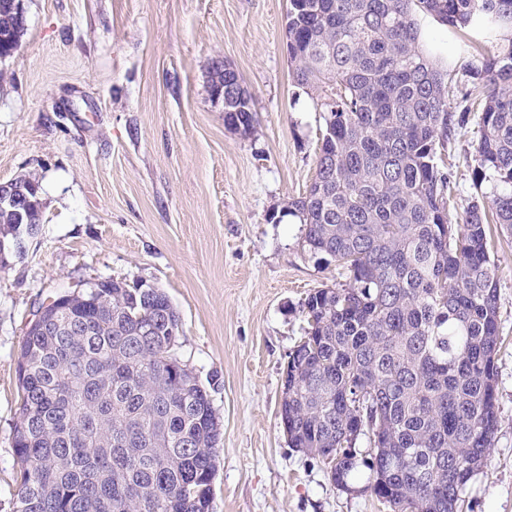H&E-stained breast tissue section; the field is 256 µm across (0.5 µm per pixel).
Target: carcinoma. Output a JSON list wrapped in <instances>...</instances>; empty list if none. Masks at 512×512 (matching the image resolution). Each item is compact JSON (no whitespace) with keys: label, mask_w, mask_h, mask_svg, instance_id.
<instances>
[{"label":"carcinoma","mask_w":512,"mask_h":512,"mask_svg":"<svg viewBox=\"0 0 512 512\" xmlns=\"http://www.w3.org/2000/svg\"><path fill=\"white\" fill-rule=\"evenodd\" d=\"M421 16L486 46L464 93L478 92L480 138L461 224L448 221L442 151L471 108L450 107L454 75L423 46ZM23 27L0 0V57ZM286 32L295 84L330 94L315 175L282 214L304 224L305 253L345 276L300 305L288 446L342 491L366 477L391 512H463L499 423L488 225L512 232V0H288ZM209 82L251 131L238 72L213 68ZM14 181L40 223L38 185ZM45 315L51 327L26 331L17 353L15 512H210L221 424L198 376L173 373L181 323L166 293L102 279Z\"/></svg>","instance_id":"carcinoma-1"}]
</instances>
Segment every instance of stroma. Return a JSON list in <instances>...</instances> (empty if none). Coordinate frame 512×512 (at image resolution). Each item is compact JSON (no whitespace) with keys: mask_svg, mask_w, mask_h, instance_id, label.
Masks as SVG:
<instances>
[{"mask_svg":"<svg viewBox=\"0 0 512 512\" xmlns=\"http://www.w3.org/2000/svg\"><path fill=\"white\" fill-rule=\"evenodd\" d=\"M288 0H24L26 24L0 60V182L41 187L42 221L0 267V512H13L16 354L34 312L90 277L146 281L176 308L177 357L208 384L223 423L211 512H391L344 492L324 464L290 448L283 372L306 322L299 306L335 287V265L301 248L287 215L316 168L321 99L288 65ZM424 42L456 76L452 106L477 55L458 33L421 21ZM229 62L252 97L254 128L224 123L208 83ZM477 122L448 139V220L473 188ZM500 292L499 426L468 483L470 512H512V234L491 225Z\"/></svg>","mask_w":512,"mask_h":512,"instance_id":"obj_1","label":"stroma"}]
</instances>
